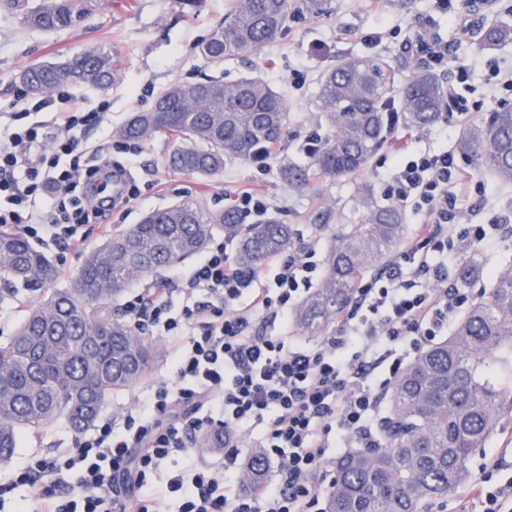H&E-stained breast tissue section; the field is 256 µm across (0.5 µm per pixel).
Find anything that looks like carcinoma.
Here are the masks:
<instances>
[{
    "instance_id": "1",
    "label": "carcinoma",
    "mask_w": 512,
    "mask_h": 512,
    "mask_svg": "<svg viewBox=\"0 0 512 512\" xmlns=\"http://www.w3.org/2000/svg\"><path fill=\"white\" fill-rule=\"evenodd\" d=\"M324 0H229L224 20L197 46L206 67L240 60L256 63L288 26V19L323 12ZM97 0H8L6 12L29 29L62 31L96 10ZM512 39V26L493 24L481 44ZM42 94L80 83L103 86L117 79L112 50L91 46L78 56L32 64L17 75ZM447 82L416 68L403 84L381 58L346 56L317 78L315 102L327 136L308 148L310 163L283 161L279 177L300 190L351 178L395 137L398 129L424 130L448 108ZM120 139L173 142L170 169L212 177L231 162L264 165L288 136L284 95L250 67L230 82L213 76L174 81L148 112H135ZM457 151L512 185V108L464 126ZM362 216L333 237L317 290L294 314L307 335L321 333L350 300L369 269L387 261L405 233L396 204H380L368 187L357 189ZM235 246L232 259L255 266L294 245V229L275 217L245 224L234 207L212 209L198 199L176 200L85 251L65 288L31 303L13 336L0 344V463L16 454L25 432L63 419L80 432L94 424L113 391L136 385L153 363L154 347L112 311L141 277L203 252L213 233ZM57 267L28 239L0 229V281L40 292L57 281ZM512 370V263L492 276L487 295L473 302L448 339L420 352L393 383L378 447L359 448L333 462L334 483L325 512H426L433 500L469 478V460L487 446L512 396L495 384ZM268 464L255 453L244 482L259 489Z\"/></svg>"
}]
</instances>
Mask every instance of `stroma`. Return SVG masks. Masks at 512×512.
<instances>
[{"instance_id": "stroma-1", "label": "stroma", "mask_w": 512, "mask_h": 512, "mask_svg": "<svg viewBox=\"0 0 512 512\" xmlns=\"http://www.w3.org/2000/svg\"><path fill=\"white\" fill-rule=\"evenodd\" d=\"M327 14L311 18L296 15L285 34L267 47L262 72L269 83L288 99V139L286 157L305 160L304 145L319 131L314 105L316 79L320 72L343 56L381 57L405 79L409 70L428 67L424 53L408 54L400 44L405 34L426 30L441 42L451 44L448 65L442 75L456 82V90L478 107L479 116L504 107L512 108V92L493 88V68L512 69V41L492 48L481 47L477 37L460 42L450 18L459 15L473 24L505 22L512 25V0H487L486 5H467L450 0L447 9L435 0H388L384 17L371 11L369 0H327ZM229 0H101L97 10L76 28L44 33L26 28L19 16L0 11V148L9 143L12 127L5 115L21 111V91L14 80L28 65L72 57L91 45L111 48L119 78L106 87L70 86L69 99L57 102V110H67L71 102L84 109L107 107L109 124L90 131L84 149L98 146L108 130L123 124L131 113L151 107L155 96L169 83L192 81L198 66L196 44L223 19ZM466 66L468 78L457 83L458 66ZM169 145L157 138L142 142L134 170L141 202L129 203L110 219L113 231L139 223L142 216L169 202L200 198L214 207L232 204V195L250 190L264 197L270 214L294 225L298 237L316 244L326 255L331 233L357 218L352 198L358 184L370 186L380 203H388L386 192L391 168V151L383 149L359 174L357 180L323 185L319 192H301L280 179L276 164L264 166L228 163L222 175L203 178L170 170L166 165ZM474 210L470 224H488L512 212V186L499 185L489 174L477 173L470 185ZM332 204L330 233L317 232L313 216L318 207ZM512 257V242L494 251L465 249L464 259L473 266L465 286L472 296H480L493 271L505 257ZM77 434L65 421L48 424L39 433L26 434L13 460L0 465V482H7L29 457L38 453L72 447Z\"/></svg>"}]
</instances>
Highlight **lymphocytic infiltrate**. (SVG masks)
Listing matches in <instances>:
<instances>
[{
  "mask_svg": "<svg viewBox=\"0 0 512 512\" xmlns=\"http://www.w3.org/2000/svg\"><path fill=\"white\" fill-rule=\"evenodd\" d=\"M107 119L76 108L17 126L0 149V225L77 248L84 225L136 199V147L120 158L108 143L80 148ZM388 181L398 205L431 221L362 280L333 332L313 344L283 332L321 275L314 243L253 267L234 264L223 243L209 246L189 272L147 281L123 305L138 334L175 338L172 378L148 380L142 399L100 417L73 447L31 456L0 483V507L27 485L38 493L15 512H323L328 449L376 444L392 379L469 301L468 289L449 283V266L464 243L500 246L512 224L465 223L469 177L451 151L396 157ZM382 366L387 378H374ZM254 428L276 471L250 492L233 473L241 432ZM202 436L223 441L222 462L198 460ZM501 468L458 492L457 512H512V479L494 478Z\"/></svg>",
  "mask_w": 512,
  "mask_h": 512,
  "instance_id": "lymphocytic-infiltrate-1",
  "label": "lymphocytic infiltrate"
}]
</instances>
